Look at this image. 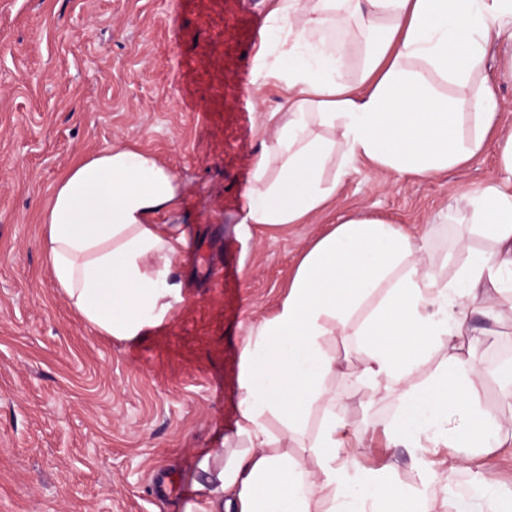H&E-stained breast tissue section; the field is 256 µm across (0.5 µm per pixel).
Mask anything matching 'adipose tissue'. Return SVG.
<instances>
[{
    "mask_svg": "<svg viewBox=\"0 0 512 512\" xmlns=\"http://www.w3.org/2000/svg\"><path fill=\"white\" fill-rule=\"evenodd\" d=\"M255 54L257 79L282 82L267 113L269 140L255 154L239 233L305 224L322 212L359 161L430 177L501 151L498 175L458 209L466 230L454 277L426 236L377 218H347L313 238L273 313L241 350L239 417L220 450L197 464V496L184 512H438L440 479L423 458L429 489L397 492L386 470L363 469L362 440L331 386L340 363L326 341L351 337L359 386L391 389L394 448L457 449L454 467L501 446L499 420L478 398L475 361L442 356L468 336V311H512V126L490 85L470 106L448 94L467 86L492 35L512 24V0H270ZM347 39L337 42L336 30ZM370 40L356 80L348 58ZM179 183L150 155L112 146L59 181L43 212L42 246L58 288L91 330L131 341L165 323L182 301L171 281L186 232L159 224ZM485 239L472 248L469 238ZM428 376L419 371L427 362Z\"/></svg>",
    "mask_w": 512,
    "mask_h": 512,
    "instance_id": "1",
    "label": "adipose tissue"
}]
</instances>
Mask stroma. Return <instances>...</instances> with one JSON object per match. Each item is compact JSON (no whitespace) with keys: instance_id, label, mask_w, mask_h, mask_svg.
Listing matches in <instances>:
<instances>
[{"instance_id":"1","label":"stroma","mask_w":512,"mask_h":512,"mask_svg":"<svg viewBox=\"0 0 512 512\" xmlns=\"http://www.w3.org/2000/svg\"><path fill=\"white\" fill-rule=\"evenodd\" d=\"M268 0H0V512H182L196 461L238 418L240 353L269 316L309 241L364 214L429 233L456 269L462 198L499 167L488 148L429 178L358 166L309 223L237 233L260 148L258 129L282 85L255 79ZM500 45L481 68L512 125V76ZM152 155L180 184L160 223L188 227L172 274L184 300L136 341L98 335L56 287L41 248L44 207L79 159L113 144ZM494 343L482 354V405L512 419V314L472 316ZM366 436L362 467H389L423 490L412 453L389 447L392 397L345 373L332 383ZM424 457L451 493L482 475L512 492V436L450 470L455 449Z\"/></svg>"}]
</instances>
